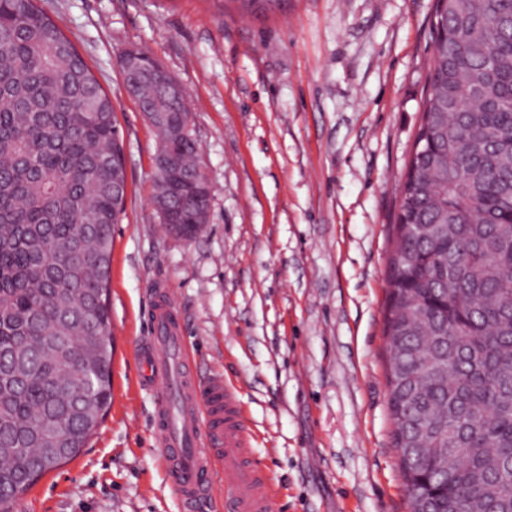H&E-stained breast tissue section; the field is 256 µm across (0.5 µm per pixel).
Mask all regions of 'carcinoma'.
Instances as JSON below:
<instances>
[{
    "instance_id": "1",
    "label": "carcinoma",
    "mask_w": 512,
    "mask_h": 512,
    "mask_svg": "<svg viewBox=\"0 0 512 512\" xmlns=\"http://www.w3.org/2000/svg\"><path fill=\"white\" fill-rule=\"evenodd\" d=\"M266 13L281 0H236ZM402 183L384 333L410 512H512V0H436ZM132 90L173 157L151 202L201 232L183 98ZM123 140L110 97L37 0H0V512L77 456L112 401V226Z\"/></svg>"
}]
</instances>
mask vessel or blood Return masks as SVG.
<instances>
[{
	"label": "vessel or blood",
	"mask_w": 512,
	"mask_h": 512,
	"mask_svg": "<svg viewBox=\"0 0 512 512\" xmlns=\"http://www.w3.org/2000/svg\"><path fill=\"white\" fill-rule=\"evenodd\" d=\"M141 349L143 382L158 387L154 430L186 512L212 499L210 473L224 465L228 512H271L273 486L253 461L240 404L222 377H195L171 297L159 298Z\"/></svg>",
	"instance_id": "vessel-or-blood-1"
}]
</instances>
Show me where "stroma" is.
Segmentation results:
<instances>
[{"mask_svg": "<svg viewBox=\"0 0 512 512\" xmlns=\"http://www.w3.org/2000/svg\"><path fill=\"white\" fill-rule=\"evenodd\" d=\"M108 93L127 197L112 230V403L13 512H183L139 349L169 290L199 376L237 390L273 512H409L393 448L388 262L420 123L434 0H38ZM146 50L186 90L211 189L194 239L151 203L155 128L119 65Z\"/></svg>", "mask_w": 512, "mask_h": 512, "instance_id": "obj_1", "label": "stroma"}]
</instances>
